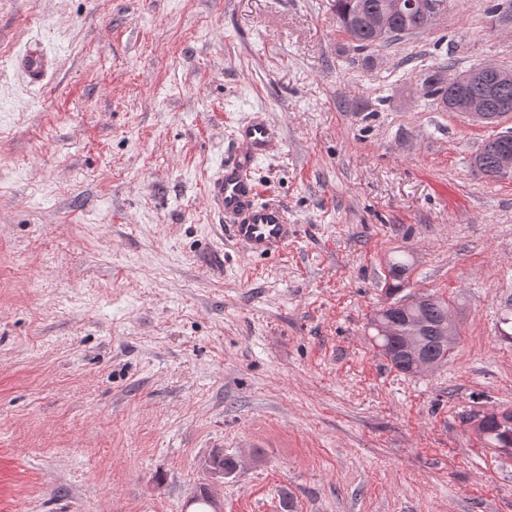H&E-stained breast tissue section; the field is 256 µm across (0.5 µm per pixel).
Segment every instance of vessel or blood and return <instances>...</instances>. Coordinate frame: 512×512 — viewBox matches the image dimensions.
Listing matches in <instances>:
<instances>
[{"label": "vessel or blood", "instance_id": "1", "mask_svg": "<svg viewBox=\"0 0 512 512\" xmlns=\"http://www.w3.org/2000/svg\"><path fill=\"white\" fill-rule=\"evenodd\" d=\"M21 62L31 84L41 83L48 68V57L40 46H28ZM237 150L220 162L216 176L207 186L211 208L221 220L226 237L254 255L282 250L295 233L284 208L261 200L251 176L253 164L274 152L278 138L274 127L256 114L239 125L235 132Z\"/></svg>", "mask_w": 512, "mask_h": 512}]
</instances>
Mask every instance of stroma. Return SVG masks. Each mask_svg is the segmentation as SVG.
I'll return each instance as SVG.
<instances>
[{
  "instance_id": "1",
  "label": "stroma",
  "mask_w": 512,
  "mask_h": 512,
  "mask_svg": "<svg viewBox=\"0 0 512 512\" xmlns=\"http://www.w3.org/2000/svg\"><path fill=\"white\" fill-rule=\"evenodd\" d=\"M330 3L0 0V512H184L216 452L221 512H512L469 422L512 408V178L423 86L512 68V16L448 0L368 65ZM258 111L297 233L252 257L206 190ZM397 251L458 325L424 373L368 328ZM21 62L32 85L40 84L45 79L48 57L40 46H28L21 57ZM504 152L512 154V137L510 140L488 139L474 159V169L483 178L494 180L492 174L496 169L497 161ZM479 163V167L476 164Z\"/></svg>"
}]
</instances>
